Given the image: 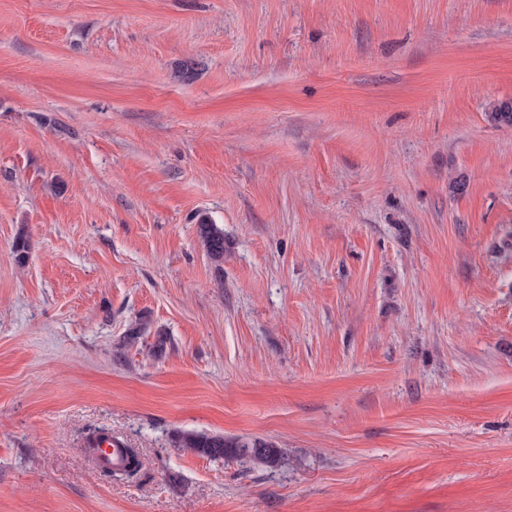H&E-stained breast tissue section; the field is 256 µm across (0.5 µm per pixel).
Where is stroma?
Returning <instances> with one entry per match:
<instances>
[{
    "label": "stroma",
    "mask_w": 512,
    "mask_h": 512,
    "mask_svg": "<svg viewBox=\"0 0 512 512\" xmlns=\"http://www.w3.org/2000/svg\"><path fill=\"white\" fill-rule=\"evenodd\" d=\"M505 100L512 0H0V512H512ZM199 234L202 243L210 258L221 266L224 260V230L219 228L217 224H213L206 217L198 222ZM177 443L180 448L213 460L240 459L267 467L278 464L283 456L281 448L259 438L183 432L178 435ZM93 444L95 448H99L96 463L106 468L104 473L111 475L112 470H121L128 466L129 456L122 441L106 437L96 439Z\"/></svg>",
    "instance_id": "stroma-1"
}]
</instances>
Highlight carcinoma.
<instances>
[{"mask_svg":"<svg viewBox=\"0 0 512 512\" xmlns=\"http://www.w3.org/2000/svg\"><path fill=\"white\" fill-rule=\"evenodd\" d=\"M199 234L207 254L217 264L224 260V230L203 217ZM178 446L213 460L240 459L255 465L273 467L283 456L282 449L259 438L225 437L198 432L178 435Z\"/></svg>","mask_w":512,"mask_h":512,"instance_id":"cac0c4a2","label":"carcinoma"}]
</instances>
